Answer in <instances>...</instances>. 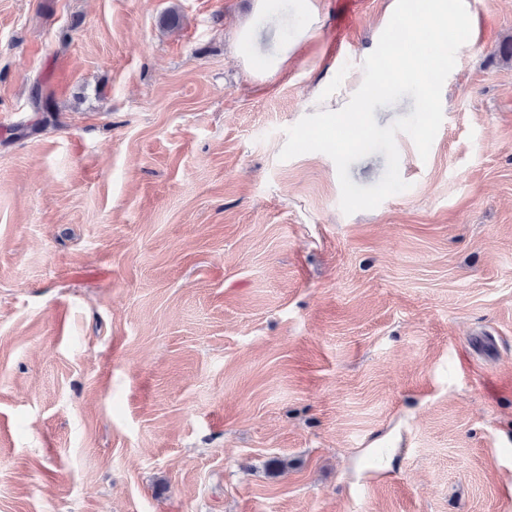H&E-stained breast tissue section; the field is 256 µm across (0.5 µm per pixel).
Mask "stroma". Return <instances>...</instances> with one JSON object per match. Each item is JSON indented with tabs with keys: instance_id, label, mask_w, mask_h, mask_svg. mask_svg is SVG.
Masks as SVG:
<instances>
[{
	"instance_id": "stroma-1",
	"label": "stroma",
	"mask_w": 512,
	"mask_h": 512,
	"mask_svg": "<svg viewBox=\"0 0 512 512\" xmlns=\"http://www.w3.org/2000/svg\"><path fill=\"white\" fill-rule=\"evenodd\" d=\"M386 3L260 82L253 0H0V512H512V0L408 190L279 158Z\"/></svg>"
}]
</instances>
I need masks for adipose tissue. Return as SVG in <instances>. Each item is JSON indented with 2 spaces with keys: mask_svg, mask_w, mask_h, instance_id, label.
I'll return each mask as SVG.
<instances>
[{
  "mask_svg": "<svg viewBox=\"0 0 512 512\" xmlns=\"http://www.w3.org/2000/svg\"><path fill=\"white\" fill-rule=\"evenodd\" d=\"M289 4L304 18V24L291 37L282 38L277 48L261 58H253L250 49L256 34L255 23L270 13V0H254L253 22L247 23L238 33L239 47L244 63L252 74L266 80L287 70L299 49L309 43L323 23L319 0H289Z\"/></svg>",
  "mask_w": 512,
  "mask_h": 512,
  "instance_id": "adipose-tissue-1",
  "label": "adipose tissue"
}]
</instances>
